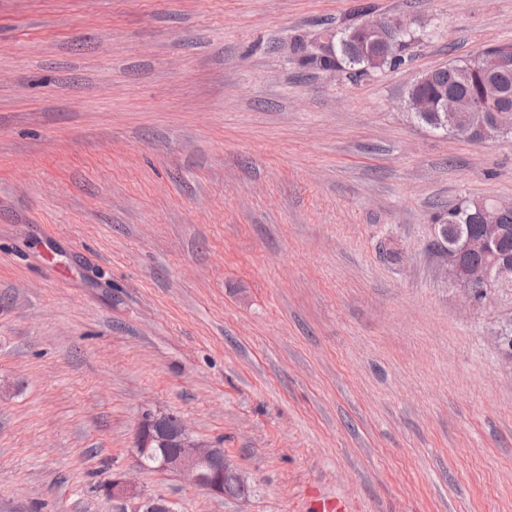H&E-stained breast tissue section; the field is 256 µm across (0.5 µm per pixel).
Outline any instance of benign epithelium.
<instances>
[{
    "instance_id": "7a95c632",
    "label": "benign epithelium",
    "mask_w": 512,
    "mask_h": 512,
    "mask_svg": "<svg viewBox=\"0 0 512 512\" xmlns=\"http://www.w3.org/2000/svg\"><path fill=\"white\" fill-rule=\"evenodd\" d=\"M387 29L391 34H401L408 30V23L402 20H390L383 26L376 19H366L358 25V31L364 37ZM472 116L470 133L477 141L493 142L512 133V107L495 105L488 102L470 100L467 102ZM508 206L496 199H485L480 203L483 218L481 234L463 240L456 248L448 250L446 277L460 288L467 305L477 309L482 304L486 289L495 294L512 292V262L503 259L494 260V278L482 266H473L465 261V256L473 251H483L489 255L504 232L503 225L496 223L500 212ZM163 417H156L142 423L136 435L137 464H143V456L163 443L175 448V451L160 459L158 469L186 475L190 482L201 489L214 494L222 493L224 479L232 478L242 488H247L246 477L224 457L222 448H205L190 435L186 425L182 424L175 433L167 434L162 430ZM105 492L113 499L126 501L141 496L137 485L123 475H115L105 484Z\"/></svg>"
}]
</instances>
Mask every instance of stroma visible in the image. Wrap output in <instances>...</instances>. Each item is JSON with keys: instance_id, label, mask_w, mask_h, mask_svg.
Returning a JSON list of instances; mask_svg holds the SVG:
<instances>
[{"instance_id": "obj_1", "label": "stroma", "mask_w": 512, "mask_h": 512, "mask_svg": "<svg viewBox=\"0 0 512 512\" xmlns=\"http://www.w3.org/2000/svg\"><path fill=\"white\" fill-rule=\"evenodd\" d=\"M373 17L351 80L298 65ZM512 44V0H0V512H512V300L466 306L433 215L512 203V136L418 120L425 71ZM177 415L249 494L140 469ZM388 27L385 28L380 20L376 19H365L358 25V31L361 35H363L365 38L371 36L373 33L380 32L382 29L389 30L390 36L393 37V35L401 34L408 30V23L404 22L403 20H388ZM416 37L414 35V32L412 30L407 31L404 33L400 38V49L402 52H404L410 45L412 41H415ZM357 24L347 25L340 29L318 49H308L302 43L295 47V54L303 66L321 69L349 70V77L360 78L369 71L383 68L384 66H396L404 61V56L393 59L385 56L387 47L383 43L384 36L378 35L370 41H362L354 31ZM336 38V43L334 42ZM105 492L112 499L120 501L141 497V492L138 490L137 485L120 474L113 475L112 479L105 484Z\"/></svg>"}]
</instances>
